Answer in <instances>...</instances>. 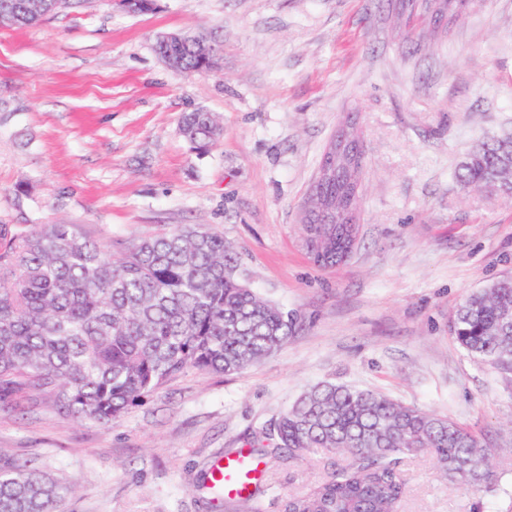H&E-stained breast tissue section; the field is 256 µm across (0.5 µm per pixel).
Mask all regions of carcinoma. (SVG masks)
I'll return each instance as SVG.
<instances>
[{
	"mask_svg": "<svg viewBox=\"0 0 512 512\" xmlns=\"http://www.w3.org/2000/svg\"><path fill=\"white\" fill-rule=\"evenodd\" d=\"M437 25L454 0H423ZM180 133L207 151L219 128L210 112L183 114ZM512 135L483 142L456 177L512 198ZM348 173L314 182L333 207L305 214L325 252L352 254L336 233ZM294 317L249 288L224 235L204 227L150 234L114 252L73 224L0 225V407L37 396L78 421L110 423L188 369L235 374L277 351ZM450 331L471 359L512 371V279L470 293ZM263 457L322 452L350 462L291 497L284 512H400L404 458L429 451L446 476L491 486L485 448L470 430L390 397L332 382L305 391L253 437ZM72 484L30 462L0 458V512H58Z\"/></svg>",
	"mask_w": 512,
	"mask_h": 512,
	"instance_id": "1",
	"label": "carcinoma"
}]
</instances>
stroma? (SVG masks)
I'll return each instance as SVG.
<instances>
[{
	"instance_id": "stroma-1",
	"label": "stroma",
	"mask_w": 512,
	"mask_h": 512,
	"mask_svg": "<svg viewBox=\"0 0 512 512\" xmlns=\"http://www.w3.org/2000/svg\"><path fill=\"white\" fill-rule=\"evenodd\" d=\"M438 27L401 0H70L28 28L0 27V224H73L104 243L184 227L224 235L250 286L297 329L232 374L190 370L109 424L40 399L0 412V455L75 486L62 512H211L201 473L249 450L307 388L335 381L471 429L493 490L447 479L429 452L404 459L401 512H512V373L470 359L448 319L512 275V199L456 177L478 144L512 133V0H459ZM206 35L219 66L189 74L158 34ZM212 112L204 153L179 131ZM364 146L350 259L316 266L303 209L339 126ZM310 454L265 468L256 503L345 465Z\"/></svg>"
}]
</instances>
